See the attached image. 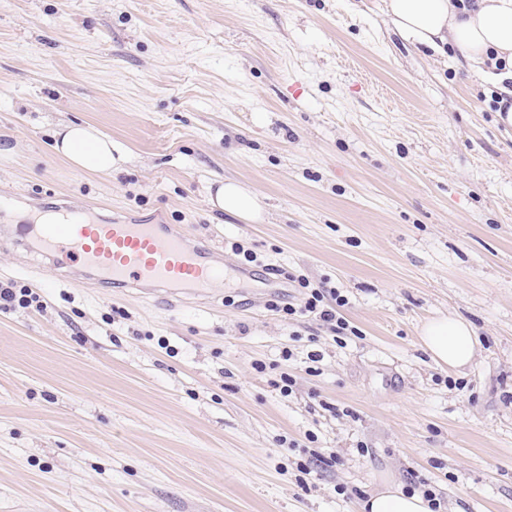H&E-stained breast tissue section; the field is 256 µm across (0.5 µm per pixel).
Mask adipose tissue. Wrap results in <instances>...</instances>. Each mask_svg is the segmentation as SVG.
Returning <instances> with one entry per match:
<instances>
[{
	"label": "adipose tissue",
	"instance_id": "1",
	"mask_svg": "<svg viewBox=\"0 0 512 512\" xmlns=\"http://www.w3.org/2000/svg\"><path fill=\"white\" fill-rule=\"evenodd\" d=\"M385 14L395 32L415 49L444 52L456 45L464 52L468 72L498 85L501 120L512 126V0H385ZM58 154L82 171L111 173L112 139L89 124L71 123L61 128ZM211 207L253 224L261 221L262 199L236 181L220 184L209 199ZM425 350L438 364L461 368L471 362L477 345L473 325L464 319L440 317L420 330ZM363 512H431L426 498L408 493L396 482L385 481L362 504Z\"/></svg>",
	"mask_w": 512,
	"mask_h": 512
}]
</instances>
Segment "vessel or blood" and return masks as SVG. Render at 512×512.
Listing matches in <instances>:
<instances>
[{
  "label": "vessel or blood",
  "instance_id": "b4317fda",
  "mask_svg": "<svg viewBox=\"0 0 512 512\" xmlns=\"http://www.w3.org/2000/svg\"><path fill=\"white\" fill-rule=\"evenodd\" d=\"M55 266H80L104 274L118 288L150 283L207 289L224 280L223 266L184 235L158 224H97L62 214L53 224L29 227Z\"/></svg>",
  "mask_w": 512,
  "mask_h": 512
}]
</instances>
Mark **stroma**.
<instances>
[{"label":"stroma","instance_id":"1","mask_svg":"<svg viewBox=\"0 0 512 512\" xmlns=\"http://www.w3.org/2000/svg\"><path fill=\"white\" fill-rule=\"evenodd\" d=\"M495 93L458 47L404 42L383 0H0V283L45 303L0 312V512H361L387 478L426 481L440 512H512ZM69 121L111 137V174L54 154ZM226 179L263 223L211 209ZM60 205L258 261L154 300L63 277L10 242ZM293 274L338 288L356 335L271 311ZM442 315L474 325L468 366L422 348Z\"/></svg>","mask_w":512,"mask_h":512}]
</instances>
